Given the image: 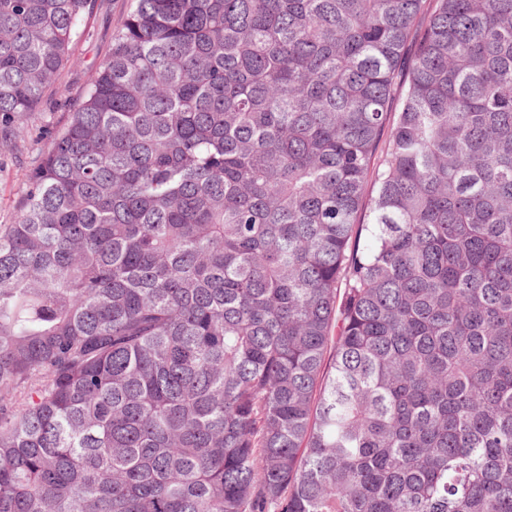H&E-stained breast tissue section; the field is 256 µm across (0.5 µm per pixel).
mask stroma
I'll use <instances>...</instances> for the list:
<instances>
[{
	"label": "stroma",
	"instance_id": "stroma-1",
	"mask_svg": "<svg viewBox=\"0 0 512 512\" xmlns=\"http://www.w3.org/2000/svg\"><path fill=\"white\" fill-rule=\"evenodd\" d=\"M131 4L132 0H92L59 78L69 89V96L48 90L37 112L24 125L18 149L0 155V224L13 222L28 179L48 147L50 134L65 123L68 112L78 104L90 73L105 62Z\"/></svg>",
	"mask_w": 512,
	"mask_h": 512
}]
</instances>
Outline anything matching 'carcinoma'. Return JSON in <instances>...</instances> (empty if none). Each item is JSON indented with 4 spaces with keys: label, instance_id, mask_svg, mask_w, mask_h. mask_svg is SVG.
I'll return each instance as SVG.
<instances>
[{
    "label": "carcinoma",
    "instance_id": "obj_1",
    "mask_svg": "<svg viewBox=\"0 0 512 512\" xmlns=\"http://www.w3.org/2000/svg\"><path fill=\"white\" fill-rule=\"evenodd\" d=\"M90 2L0 0V154ZM432 2L135 0L0 224V512H512V0Z\"/></svg>",
    "mask_w": 512,
    "mask_h": 512
}]
</instances>
